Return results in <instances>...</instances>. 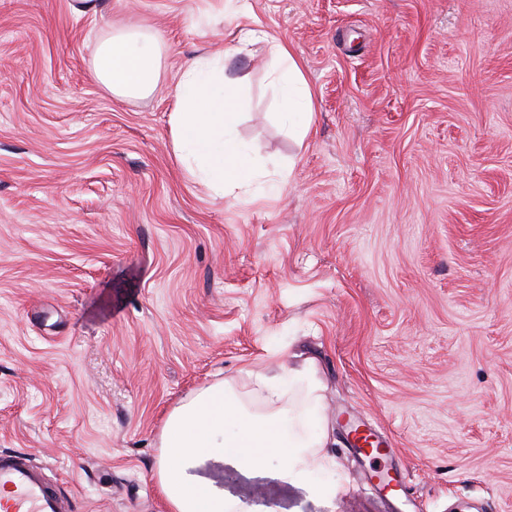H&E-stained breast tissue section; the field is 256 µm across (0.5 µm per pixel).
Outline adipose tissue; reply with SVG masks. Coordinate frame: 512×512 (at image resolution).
<instances>
[{
  "mask_svg": "<svg viewBox=\"0 0 512 512\" xmlns=\"http://www.w3.org/2000/svg\"><path fill=\"white\" fill-rule=\"evenodd\" d=\"M260 42L269 44L278 61L282 111L289 133H296L294 117L314 110L301 64L286 45L261 29H239L233 50L241 54ZM161 61V47L154 34L121 29L96 38L91 71L109 95L146 97L159 81ZM241 104L235 79L224 75L223 56H200L179 76L171 114L174 149L219 197L226 184L246 181L255 172L252 159L234 137ZM251 379L271 405V412L248 411L235 393L218 382L168 416L160 435L158 482L170 512H247L244 505L225 501L223 494L187 474L189 462L209 456L227 455L255 468L273 462L289 482L310 484L317 494L329 492V484L316 479L317 474L332 469L333 461L323 452L329 432L320 409L321 386L314 367L306 364L272 376L257 372ZM290 386L306 389L309 402L305 413L281 410Z\"/></svg>",
  "mask_w": 512,
  "mask_h": 512,
  "instance_id": "adipose-tissue-1",
  "label": "adipose tissue"
}]
</instances>
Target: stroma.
I'll list each match as a JSON object with an SVG mask.
<instances>
[{
    "label": "stroma",
    "instance_id": "obj_1",
    "mask_svg": "<svg viewBox=\"0 0 512 512\" xmlns=\"http://www.w3.org/2000/svg\"><path fill=\"white\" fill-rule=\"evenodd\" d=\"M0 0V449L71 512H169V413L312 363L337 492L274 466L192 470L250 512H512V0ZM314 96L288 135L267 45L216 197L173 150L172 91L239 27ZM154 31L144 98L107 95L96 36ZM387 444L372 457L352 425Z\"/></svg>",
    "mask_w": 512,
    "mask_h": 512
}]
</instances>
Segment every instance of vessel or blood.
Masks as SVG:
<instances>
[{"label": "vessel or blood", "instance_id": "obj_1", "mask_svg": "<svg viewBox=\"0 0 512 512\" xmlns=\"http://www.w3.org/2000/svg\"><path fill=\"white\" fill-rule=\"evenodd\" d=\"M0 488L12 495L11 512H68L67 501L23 453L0 452Z\"/></svg>", "mask_w": 512, "mask_h": 512}]
</instances>
